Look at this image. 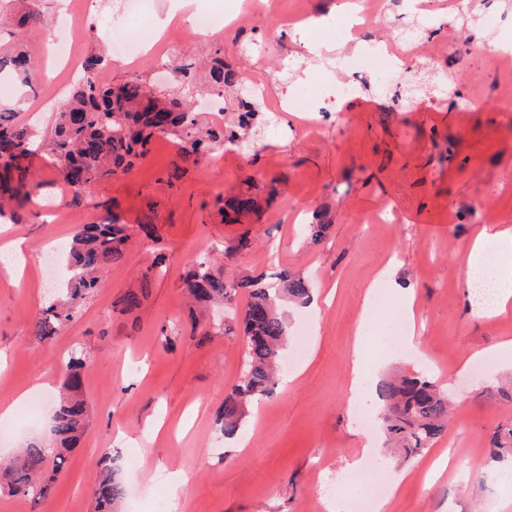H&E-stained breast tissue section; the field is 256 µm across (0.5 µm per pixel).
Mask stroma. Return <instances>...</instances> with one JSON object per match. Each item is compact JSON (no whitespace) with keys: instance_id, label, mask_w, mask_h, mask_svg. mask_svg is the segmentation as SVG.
Returning <instances> with one entry per match:
<instances>
[{"instance_id":"stroma-1","label":"stroma","mask_w":512,"mask_h":512,"mask_svg":"<svg viewBox=\"0 0 512 512\" xmlns=\"http://www.w3.org/2000/svg\"><path fill=\"white\" fill-rule=\"evenodd\" d=\"M70 2L39 0L41 21L13 33L1 30L0 44L21 41L39 69L49 68L54 27ZM339 2L306 0L311 15L327 22L296 30L288 16L297 0H273L250 28L225 31L219 41L188 36L186 48L175 53L176 62L194 64L220 47L244 82H262L261 109L274 119L255 128L250 150L224 148L166 183L162 175L182 143L159 136L132 172L88 184L77 202L51 156L43 151L36 157L42 186L5 232L25 241L30 258L24 271L6 265L0 253V357L7 363L0 371V403L15 405L0 423L11 431L0 457L10 458L29 440H50L62 362L76 350L85 355L82 392L92 422L47 498L34 503L3 490L0 512H95L93 491L108 454L126 484L121 512H153L159 496L172 500L173 512H320L326 484L355 494L348 476L365 453L387 477L406 475L386 512H512V486H498L512 465L496 466L485 457L494 428L512 421V357L499 351L512 339V312H471L464 275L476 233L512 227V102L503 99L512 79L491 56L460 52L464 35L455 7L427 20L411 14L406 0H391L376 22L377 40H395L415 26L424 45H444L443 55L390 74L384 88L362 79L353 98L336 99L328 84L318 88L325 109L320 130L295 134L303 114L283 106L313 74L327 70L329 58L310 48L315 39L335 36L343 20L334 10ZM122 6V0H89L86 13L72 17L75 61L100 50L105 61L90 73L94 77L111 83L138 77L170 89L168 77L148 61L112 54L113 34L102 20ZM90 74L62 65L52 78L38 77L10 94L22 99V119L47 126L70 89ZM409 92L415 97L410 107L402 100ZM238 193L252 195L257 208L239 223H224L216 200ZM107 208L129 224L131 247L120 264L105 269L76 321L38 341L34 315L67 283L58 261L41 263V251L67 246L78 225ZM315 210L327 214L331 227L312 245L301 217ZM375 214L398 221L374 224ZM245 232L256 245L224 253L225 242ZM160 258L165 264L141 308L121 312L124 294L139 288L142 273ZM214 258L228 279L257 277L273 285L284 271L303 276L320 302L315 309L283 306L290 337L305 334L308 352L302 357L288 346L283 381L248 406L250 444L240 451L225 441L218 418L224 388L241 372L243 340L225 334L223 311L199 312L184 286L192 263ZM392 259L399 269L396 285L387 288L390 304L374 310L371 326H364L366 288ZM407 290L416 296L424 326L417 348L393 333L400 318L394 303ZM477 351L486 370L465 364ZM358 353L371 366V383L396 371H422L447 389L453 414L433 448L397 458L380 428L383 406L374 392L349 406L351 361ZM37 381L47 403L33 418L16 397ZM363 410L373 418L370 426L355 421ZM154 423L163 426L156 435ZM440 456L451 466L432 471ZM177 472L188 482L176 493L168 478Z\"/></svg>"}]
</instances>
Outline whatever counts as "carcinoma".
<instances>
[{
	"instance_id": "obj_1",
	"label": "carcinoma",
	"mask_w": 512,
	"mask_h": 512,
	"mask_svg": "<svg viewBox=\"0 0 512 512\" xmlns=\"http://www.w3.org/2000/svg\"><path fill=\"white\" fill-rule=\"evenodd\" d=\"M192 65L172 68L177 93L154 90L136 79L119 84L100 83L90 78L70 90L55 113L51 127L40 134L34 126L18 121L21 100H0V217H20L41 187L34 166L35 145L43 139L55 169L73 199L81 197L85 187L133 170L137 161L149 152L151 140L171 135L183 142L181 160L199 157L224 145L239 146L249 138L254 124L262 120L257 98L245 86L238 69L224 62V50L218 48L210 60L211 94L231 96L224 107V119L199 124L188 97L194 93L190 79ZM25 85L32 84L35 73L31 57L19 43L0 50V73ZM219 213L228 223L254 209L255 201L246 195L223 200ZM330 221L317 214L308 225V237L314 244L322 240ZM131 233L123 217L107 212L99 221L84 224L74 233L68 251L73 275L66 297L42 309L34 317V336L41 342L51 338L58 328L77 316V303L98 286L103 270L117 265L126 253ZM152 274H142L141 288L129 291L121 299V311L133 312L146 297ZM186 292L197 302L233 304L234 295H248L242 314L244 357L240 380L228 387L224 398L221 431L225 437L241 430L243 404L264 396L277 386L278 363L288 341V323L279 310L286 299L305 305L311 297L308 281L283 273L277 288H268L250 277L224 280V270L214 269L211 261L194 265L185 280ZM85 358L74 353L66 363V393L60 398L51 419V443L29 442L19 455L0 462V484L9 492L40 500L54 487L66 454L75 447L87 429L90 417L86 401L79 395L80 372ZM379 397L385 404L383 417L387 441L411 457L431 448L445 433L450 415L448 394L421 373L405 374L382 381ZM487 455L490 462L512 456V428L498 427L493 432ZM126 494L121 468L112 460L101 467L94 496L97 512H116Z\"/></svg>"
}]
</instances>
